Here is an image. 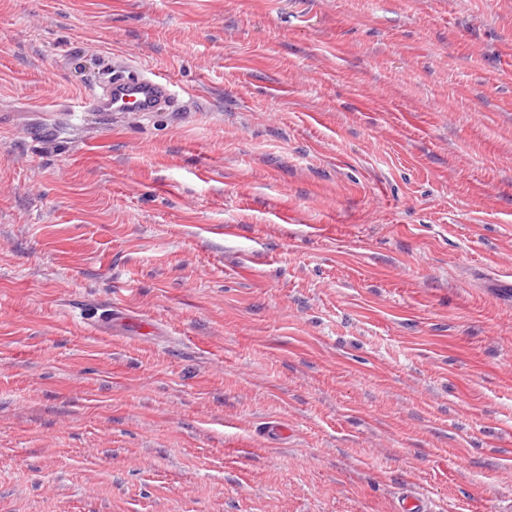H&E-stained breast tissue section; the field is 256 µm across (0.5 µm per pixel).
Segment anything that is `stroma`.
Wrapping results in <instances>:
<instances>
[{
	"instance_id": "35a3bbf8",
	"label": "stroma",
	"mask_w": 512,
	"mask_h": 512,
	"mask_svg": "<svg viewBox=\"0 0 512 512\" xmlns=\"http://www.w3.org/2000/svg\"><path fill=\"white\" fill-rule=\"evenodd\" d=\"M411 492L512 512V0H0V512ZM174 85L137 65L130 57L117 55L103 68L98 83L88 91L81 112H169L178 106Z\"/></svg>"
}]
</instances>
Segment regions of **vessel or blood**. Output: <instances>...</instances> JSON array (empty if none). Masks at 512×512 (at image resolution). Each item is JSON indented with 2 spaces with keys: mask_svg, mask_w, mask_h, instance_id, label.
<instances>
[{
  "mask_svg": "<svg viewBox=\"0 0 512 512\" xmlns=\"http://www.w3.org/2000/svg\"><path fill=\"white\" fill-rule=\"evenodd\" d=\"M170 81L133 59L118 55L103 68L98 83L88 91L81 108L91 112H169L178 106Z\"/></svg>",
  "mask_w": 512,
  "mask_h": 512,
  "instance_id": "vessel-or-blood-1",
  "label": "vessel or blood"
}]
</instances>
